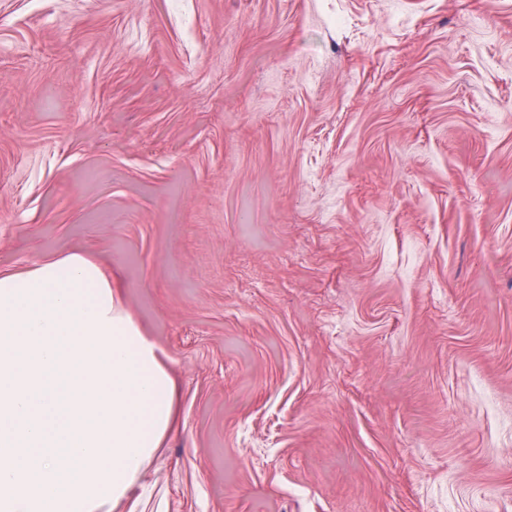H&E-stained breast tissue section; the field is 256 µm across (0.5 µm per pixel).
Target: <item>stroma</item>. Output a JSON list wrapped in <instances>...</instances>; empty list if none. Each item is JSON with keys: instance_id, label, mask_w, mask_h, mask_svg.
Listing matches in <instances>:
<instances>
[{"instance_id": "35a3bbf8", "label": "stroma", "mask_w": 512, "mask_h": 512, "mask_svg": "<svg viewBox=\"0 0 512 512\" xmlns=\"http://www.w3.org/2000/svg\"><path fill=\"white\" fill-rule=\"evenodd\" d=\"M68 252L178 391L115 512H512V0H0V274Z\"/></svg>"}]
</instances>
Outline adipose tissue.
Wrapping results in <instances>:
<instances>
[{
  "label": "adipose tissue",
  "mask_w": 512,
  "mask_h": 512,
  "mask_svg": "<svg viewBox=\"0 0 512 512\" xmlns=\"http://www.w3.org/2000/svg\"><path fill=\"white\" fill-rule=\"evenodd\" d=\"M175 419L156 345L96 263L0 276V512H114Z\"/></svg>",
  "instance_id": "ef3b65f1"
}]
</instances>
